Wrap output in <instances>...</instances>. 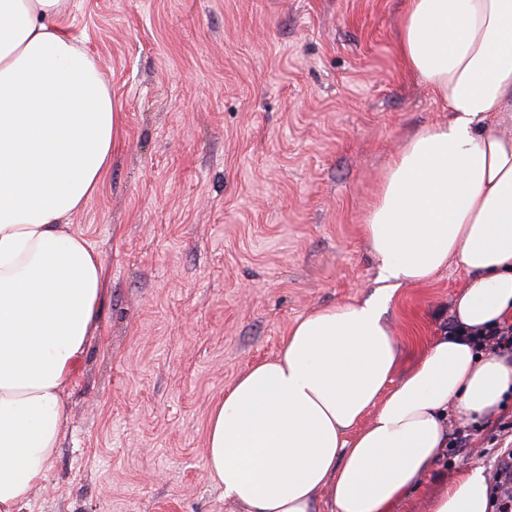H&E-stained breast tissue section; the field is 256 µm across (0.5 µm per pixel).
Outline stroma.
Segmentation results:
<instances>
[{
	"label": "stroma",
	"mask_w": 512,
	"mask_h": 512,
	"mask_svg": "<svg viewBox=\"0 0 512 512\" xmlns=\"http://www.w3.org/2000/svg\"><path fill=\"white\" fill-rule=\"evenodd\" d=\"M403 0H70L63 31L124 115L100 190L72 218L98 252V328L61 402L56 456L25 512H224L206 469L213 405L310 311L362 301V228L387 166L448 120L401 64ZM449 263L401 287L404 362L448 328ZM512 417L475 420L442 478Z\"/></svg>",
	"instance_id": "1"
}]
</instances>
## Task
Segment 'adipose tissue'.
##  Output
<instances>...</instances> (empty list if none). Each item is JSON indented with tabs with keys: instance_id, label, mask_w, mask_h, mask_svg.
<instances>
[{
	"instance_id": "adipose-tissue-1",
	"label": "adipose tissue",
	"mask_w": 512,
	"mask_h": 512,
	"mask_svg": "<svg viewBox=\"0 0 512 512\" xmlns=\"http://www.w3.org/2000/svg\"><path fill=\"white\" fill-rule=\"evenodd\" d=\"M68 0H0V512H23L56 454L61 393L97 328L103 269L73 216L98 190L123 114ZM398 50L448 113L392 159L363 232L381 287L296 321L211 409L206 467L232 512H398L426 491L449 408L481 417L512 360L476 337L512 323V0H403ZM469 275L458 330L401 367L394 292L448 261ZM428 512H488L481 467Z\"/></svg>"
}]
</instances>
